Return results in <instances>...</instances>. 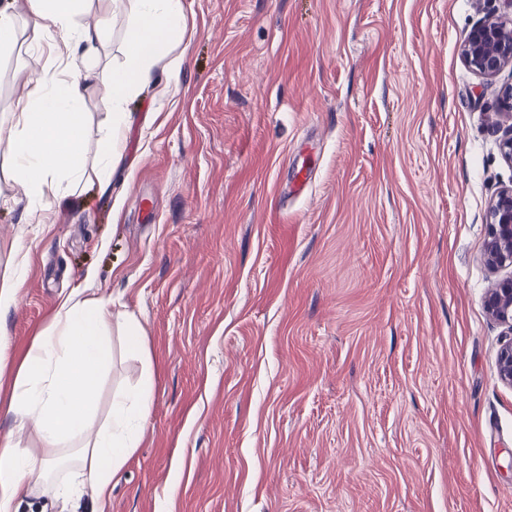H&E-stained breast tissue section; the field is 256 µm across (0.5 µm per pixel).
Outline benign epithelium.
Here are the masks:
<instances>
[{
    "instance_id": "1",
    "label": "benign epithelium",
    "mask_w": 512,
    "mask_h": 512,
    "mask_svg": "<svg viewBox=\"0 0 512 512\" xmlns=\"http://www.w3.org/2000/svg\"><path fill=\"white\" fill-rule=\"evenodd\" d=\"M506 12L489 14L471 31L461 50L463 61L483 78L496 77L512 65V0H502ZM506 128L499 141L503 157L512 164V85L502 90L500 112ZM487 262L512 267V185L500 189L490 202ZM488 313L512 329V274L497 282L486 296ZM500 380L512 386V341L498 355Z\"/></svg>"
}]
</instances>
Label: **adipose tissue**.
I'll return each mask as SVG.
<instances>
[{
    "instance_id": "adipose-tissue-1",
    "label": "adipose tissue",
    "mask_w": 512,
    "mask_h": 512,
    "mask_svg": "<svg viewBox=\"0 0 512 512\" xmlns=\"http://www.w3.org/2000/svg\"><path fill=\"white\" fill-rule=\"evenodd\" d=\"M82 0H30L31 35L40 41L52 22L68 50L93 43L94 34L76 27ZM133 22L125 35L122 63L74 71L64 63L47 78L29 81L14 113L9 146L14 176L27 192L43 196L53 189L63 197L86 173L83 139V87L101 82L112 107L106 139L96 165L115 168L123 157L130 114L127 100L152 81L158 57L176 55L186 23L185 0H113ZM110 302L104 297L64 301L51 325L36 338L18 366L7 411L19 426L33 425L41 443L33 451L13 438L0 442V512H15L20 493L76 502L87 498L92 512H105L112 477L139 448L151 412L155 381L150 365L138 380L115 390L101 426H94L103 372L114 348L142 354L137 321L116 316L108 325Z\"/></svg>"
}]
</instances>
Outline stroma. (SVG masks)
Segmentation results:
<instances>
[{
  "mask_svg": "<svg viewBox=\"0 0 512 512\" xmlns=\"http://www.w3.org/2000/svg\"><path fill=\"white\" fill-rule=\"evenodd\" d=\"M0 52V440L37 446L4 404L67 299L139 322L155 398L111 512H512V330L486 311L491 197L512 184L493 128L512 65L461 59L501 0H186L169 92L130 100L116 170L36 224L8 133L51 64L24 25ZM100 60L127 13L86 0ZM110 103L84 93L95 155ZM115 357L98 401L134 383Z\"/></svg>",
  "mask_w": 512,
  "mask_h": 512,
  "instance_id": "stroma-1",
  "label": "stroma"
}]
</instances>
